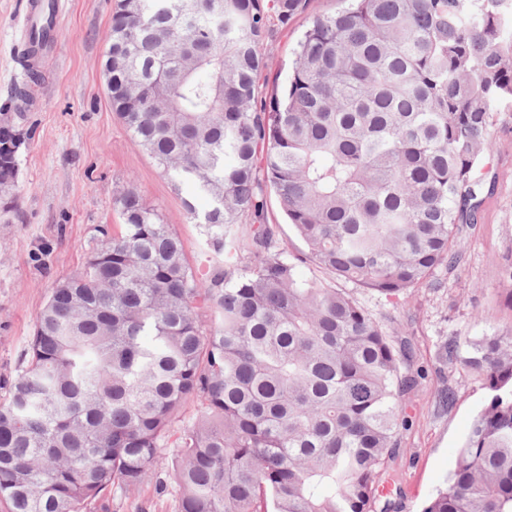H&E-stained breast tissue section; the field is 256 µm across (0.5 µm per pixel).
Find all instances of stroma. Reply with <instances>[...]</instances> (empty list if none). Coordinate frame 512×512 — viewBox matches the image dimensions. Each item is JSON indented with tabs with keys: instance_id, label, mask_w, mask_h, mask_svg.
Wrapping results in <instances>:
<instances>
[{
	"instance_id": "obj_1",
	"label": "stroma",
	"mask_w": 512,
	"mask_h": 512,
	"mask_svg": "<svg viewBox=\"0 0 512 512\" xmlns=\"http://www.w3.org/2000/svg\"><path fill=\"white\" fill-rule=\"evenodd\" d=\"M119 0H68L59 18L58 49L47 56L43 81L31 106L15 109L22 81L21 43L13 22L27 0H0V113L11 116L25 141L13 183L0 185V398L23 363L37 311L54 283L81 271L103 231L118 232L117 199L135 189L182 239L197 268L207 253L199 225L186 214L173 182L132 140L113 112L102 62L106 35ZM340 0H307L303 12L276 28L263 45L267 66L259 95L270 98L288 81L294 49L314 17L329 15ZM495 149L479 195L478 221L465 228V260L454 272L438 271L440 288L423 289L392 304L356 290L373 314L393 319L412 347L422 377L406 398L411 427L403 431L395 481L398 512H422L448 485L457 450L488 392L462 365L436 359L447 339H473L512 331V283L500 276L512 261V98L492 114ZM455 389V404L436 403L440 389ZM164 461L156 477L134 492L106 490L90 512H177L179 491Z\"/></svg>"
}]
</instances>
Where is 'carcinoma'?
<instances>
[{"label": "carcinoma", "instance_id": "obj_1", "mask_svg": "<svg viewBox=\"0 0 512 512\" xmlns=\"http://www.w3.org/2000/svg\"><path fill=\"white\" fill-rule=\"evenodd\" d=\"M305 2L120 0L109 103L184 192L208 265L120 195L121 232L51 288L0 399L7 512H86L143 486L190 399L206 415L175 441L178 512H394L386 466L420 373L345 285L396 304L463 264L491 113L512 97V0H349L313 18L260 103L264 41ZM53 25H32L24 57ZM41 81L28 66L17 96ZM269 192L305 258L279 249ZM305 259L319 275L300 276ZM442 359L491 397L423 512H512V332L452 338Z\"/></svg>", "mask_w": 512, "mask_h": 512}]
</instances>
